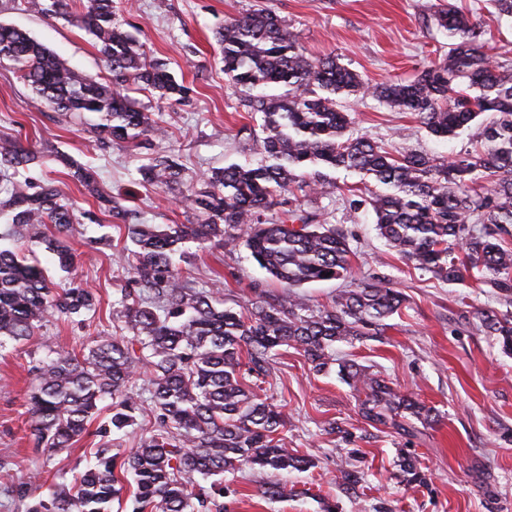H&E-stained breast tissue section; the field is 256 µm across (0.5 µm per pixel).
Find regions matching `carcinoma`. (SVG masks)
Listing matches in <instances>:
<instances>
[{"label": "carcinoma", "instance_id": "1", "mask_svg": "<svg viewBox=\"0 0 512 512\" xmlns=\"http://www.w3.org/2000/svg\"><path fill=\"white\" fill-rule=\"evenodd\" d=\"M27 7L92 36L112 80L103 84L77 74L66 60L26 32L0 23V59L42 97L59 122L85 113L103 150L117 142L150 148L163 133L159 119L121 94L135 84L159 100H182L187 88L165 64L148 58L143 45L122 30L114 0H25ZM448 34V54L414 79L373 88L334 57L312 58L299 47L288 20L258 10L216 31L224 75L249 90L276 87L277 95L243 99L262 114L259 161L212 172L202 188L182 198L191 224H138L126 208L99 194L95 171L49 147L33 150L13 139L0 141V344L29 340L47 318L74 320L94 314L95 294L67 278L50 281L37 265L19 258V242L54 226L42 241L59 269L74 268L69 233L77 221L74 202L49 178L23 173L52 156L73 169L72 177L117 221L133 248L123 255L127 274L119 289L126 334L97 335L82 359L58 354L36 368L29 397L30 431L36 453L51 457L73 447L112 400V411L96 431L93 460L71 481L53 485L47 496L20 497L21 512H112L122 501L125 475L133 477L132 512H224V486L205 488L195 475L216 476L248 464L272 473L302 472L311 459L284 447L281 406L261 397L257 382L269 376L272 357L283 347L303 352L316 372L329 370L340 342L383 334L403 294L376 280L340 291L331 304L309 308L299 289L350 274L347 238L316 214L298 206L296 192H338L357 209L368 206L381 238L417 269L450 283L476 276L480 284L512 296V73L493 63L478 40L469 12L446 3L435 12ZM369 93L401 112H412L437 138H454L473 126L472 149L453 157L406 148L395 154L364 137L349 135L343 100ZM343 168L371 180L366 198L345 193L327 178ZM142 181L175 190L183 185L178 158L155 151L139 169ZM288 205L283 217L268 218ZM244 246L282 288L284 299L255 302L236 310L219 291L198 290L182 264L196 247ZM461 247V255L453 253ZM481 328L512 354V317L482 315ZM148 367L154 422L128 455L112 453V433L135 424L140 410L131 392L139 366ZM338 376L357 392L360 416L407 432L409 419L428 423L432 409L400 394L385 379L354 362H341ZM252 381H247V378ZM399 478L408 486L427 483L414 458L401 456Z\"/></svg>", "mask_w": 512, "mask_h": 512}]
</instances>
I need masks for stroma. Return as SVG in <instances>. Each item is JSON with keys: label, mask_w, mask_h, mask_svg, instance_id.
Masks as SVG:
<instances>
[{"label": "stroma", "mask_w": 512, "mask_h": 512, "mask_svg": "<svg viewBox=\"0 0 512 512\" xmlns=\"http://www.w3.org/2000/svg\"><path fill=\"white\" fill-rule=\"evenodd\" d=\"M441 0H115L125 30L143 43L149 57L166 64L188 89L184 101L160 102L148 93L136 100L161 113L167 136L158 147L179 154L188 184L211 170L258 159L261 118L245 111L243 92L224 75L221 48L213 32L225 21L254 9L288 19L301 48L310 56H337L371 86L412 77L448 51V36L434 14ZM475 11L481 40L494 59L512 70V18L488 12L485 0H454ZM0 22L27 31L66 59L82 76L108 81L106 69L89 35L78 26L0 0ZM351 130L386 148L408 145L451 157L471 148L475 131L451 139L424 132L414 115L397 112L375 98L350 99ZM53 111L14 72L0 62V138L25 146H50L82 163L92 164L101 189L134 210L141 223L188 224L194 216L178 192L142 182L139 174L150 152L113 146L102 154L92 137L52 119ZM302 209L335 224L354 252L355 279L381 278L401 291L405 302L376 340L340 343L336 356L371 367L401 393L433 410L434 420L416 424L412 435L364 422L357 414L352 388L336 372H314L302 352L282 354L262 386V394L281 405L286 416L288 449L313 460L305 472L279 475L288 497L270 500L262 487L270 474L242 465L225 473L232 492L227 512H318L311 492H332L341 512H512V355L496 337L477 329L483 311L512 315V300L495 289L448 283L414 269L386 246L370 212L350 211L337 196L311 193ZM104 236L111 248L97 251L86 240ZM76 255L73 277L91 288L97 311L85 322L50 320L30 344L0 347V485L13 490L49 487L72 478L85 465L92 438L36 463L29 439L28 398L33 366L49 352L86 354L100 334L120 335L112 303L126 281L120 260L127 240L110 219L82 220L70 238ZM224 282L227 305L246 308L258 296L281 295L265 270L244 247L203 251L191 273L210 286L212 272ZM413 454L428 475L424 487L398 483L400 452ZM358 459L365 483L360 495L347 493L342 470Z\"/></svg>", "instance_id": "35a3bbf8"}]
</instances>
